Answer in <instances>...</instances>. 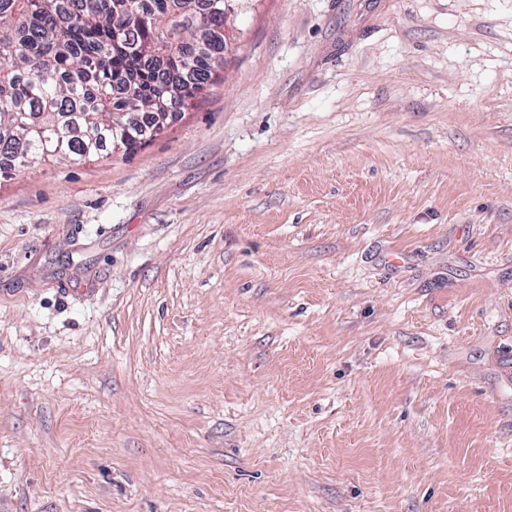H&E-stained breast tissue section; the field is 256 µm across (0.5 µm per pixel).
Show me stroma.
Listing matches in <instances>:
<instances>
[{"instance_id":"obj_1","label":"stroma","mask_w":512,"mask_h":512,"mask_svg":"<svg viewBox=\"0 0 512 512\" xmlns=\"http://www.w3.org/2000/svg\"><path fill=\"white\" fill-rule=\"evenodd\" d=\"M236 26L0 180V512H512V0Z\"/></svg>"}]
</instances>
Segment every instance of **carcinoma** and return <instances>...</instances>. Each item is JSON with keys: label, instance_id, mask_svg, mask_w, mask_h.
I'll return each instance as SVG.
<instances>
[{"label": "carcinoma", "instance_id": "carcinoma-1", "mask_svg": "<svg viewBox=\"0 0 512 512\" xmlns=\"http://www.w3.org/2000/svg\"><path fill=\"white\" fill-rule=\"evenodd\" d=\"M0 0V179L112 144L113 112H165L224 69L214 0ZM129 127L122 147L142 145Z\"/></svg>", "mask_w": 512, "mask_h": 512}]
</instances>
